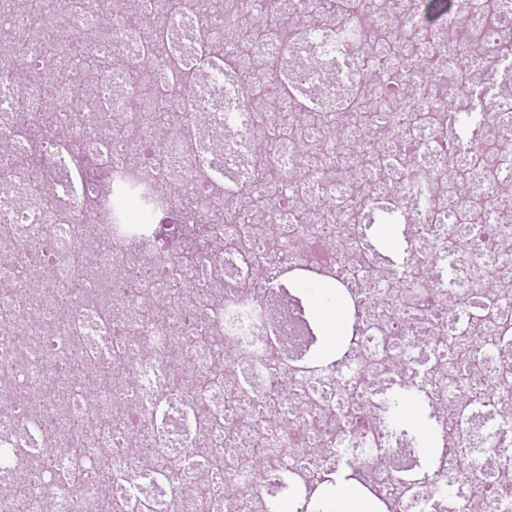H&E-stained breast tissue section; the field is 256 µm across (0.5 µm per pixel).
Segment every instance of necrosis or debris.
Returning a JSON list of instances; mask_svg holds the SVG:
<instances>
[{"label":"necrosis or debris","mask_w":512,"mask_h":512,"mask_svg":"<svg viewBox=\"0 0 512 512\" xmlns=\"http://www.w3.org/2000/svg\"><path fill=\"white\" fill-rule=\"evenodd\" d=\"M51 4L0 0L18 62L0 68V129L13 139L0 152V512H42L49 489L54 512H104L110 500L120 512H274L284 489L308 512L341 455L384 512H473L479 498L512 512V386L498 385L512 366V155L479 140L460 147L466 93L446 84L452 57L408 67L446 43L511 41L488 23L487 0H458L435 24L417 21L418 0H348L333 19L288 0L303 28L245 57L230 23L259 0H225L220 15L212 0L179 10L141 0L138 15L113 16L105 41L90 37L100 0L64 16ZM43 29L50 41L34 39ZM157 42L163 63L132 81ZM206 44L240 66L204 57ZM369 52L388 56L375 78L362 64ZM90 56L102 66L82 96L74 82ZM255 57L277 62L263 81L290 86L314 123L304 149L270 145L277 188L262 223L243 224L262 181L258 145L279 117L241 93ZM52 61L71 81L50 91L38 73ZM403 85L430 112L425 125L404 123ZM354 93L374 107L379 155L359 133L347 154L320 134L349 125ZM131 113L139 124L120 148L90 120ZM186 113L204 124L189 141ZM162 131L171 138L152 152ZM460 154L477 161L467 197L446 182ZM94 170L180 208L183 235L163 241L123 219L94 189ZM409 210L413 247L396 269L364 226ZM182 251L190 264L176 261ZM297 269L336 281L353 306V334L327 365L289 348L308 328L273 274ZM228 348L232 369L214 378ZM397 380L424 393L447 445L421 477L416 449L374 399ZM228 487L242 497L226 500Z\"/></svg>","instance_id":"1"}]
</instances>
